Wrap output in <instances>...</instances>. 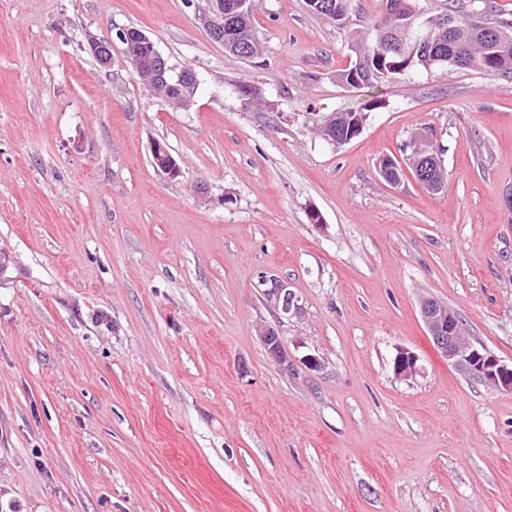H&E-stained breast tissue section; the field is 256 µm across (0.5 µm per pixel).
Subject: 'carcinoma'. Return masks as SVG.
Here are the masks:
<instances>
[{"instance_id":"cac0c4a2","label":"carcinoma","mask_w":512,"mask_h":512,"mask_svg":"<svg viewBox=\"0 0 512 512\" xmlns=\"http://www.w3.org/2000/svg\"><path fill=\"white\" fill-rule=\"evenodd\" d=\"M241 0H224V53L251 59L259 53V38L252 23L251 8H242ZM433 0H382V13L360 32L351 47L355 61L339 74L348 83L358 70L366 72L361 87L382 86L412 71L462 70L478 68L503 79H512V21L494 10L491 0H484L482 12L469 0H446L448 13L455 16L457 27L448 30L442 22L431 24L437 45L432 51L412 54L414 27L430 16ZM151 50L138 44L131 58L140 80H150L157 91L181 107L196 96L197 88L187 79L174 89L149 65Z\"/></svg>"}]
</instances>
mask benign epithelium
<instances>
[{
  "label": "benign epithelium",
  "instance_id": "obj_1",
  "mask_svg": "<svg viewBox=\"0 0 512 512\" xmlns=\"http://www.w3.org/2000/svg\"><path fill=\"white\" fill-rule=\"evenodd\" d=\"M223 20V0H211V14L205 18L206 27L217 31L224 26ZM142 39L152 49L156 68L167 74L168 84L175 87L181 83L187 67L178 68L170 64L147 35H142ZM87 51L100 65L107 66L112 60V41L92 40L88 43ZM152 158L170 178L176 179L182 175L180 164L165 144H153ZM264 296L283 316L296 315L301 311L298 297L280 280H272L271 287L264 290ZM420 315L436 350L448 362L463 365L474 378L512 393V366L502 363L485 348L475 346L467 336L456 311L433 298L424 297L420 301ZM258 337L274 364L282 368L291 366L288 347L278 329L265 325L258 330ZM418 361V356L410 349H398L393 359L394 375L403 379L415 375L418 372Z\"/></svg>",
  "mask_w": 512,
  "mask_h": 512
}]
</instances>
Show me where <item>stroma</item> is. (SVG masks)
I'll return each mask as SVG.
<instances>
[{"label": "stroma", "mask_w": 512, "mask_h": 512, "mask_svg": "<svg viewBox=\"0 0 512 512\" xmlns=\"http://www.w3.org/2000/svg\"><path fill=\"white\" fill-rule=\"evenodd\" d=\"M381 11L255 0L262 52L240 60L208 0H0V512H512V393L449 363L419 311L447 304L512 362V80L412 72L328 144L314 123L371 98L338 75ZM131 27L193 68V105L143 88ZM107 37L103 67L83 47ZM426 132L434 195L402 151ZM151 152L155 166L156 164L160 165L161 170L170 178L176 179L182 175L180 164L165 144L155 142L152 146ZM270 288L264 290V296L267 302L279 312L280 315H296L301 311L298 297L288 289L284 282L273 279ZM258 337L268 358L274 364L287 369L291 366L288 347L278 329L271 325H265L258 330ZM418 356L408 348H400L393 359V372L398 378L407 379L415 375L418 368Z\"/></svg>", "instance_id": "stroma-1"}]
</instances>
